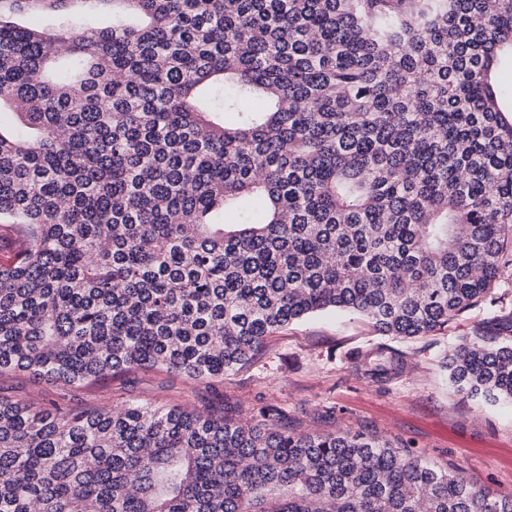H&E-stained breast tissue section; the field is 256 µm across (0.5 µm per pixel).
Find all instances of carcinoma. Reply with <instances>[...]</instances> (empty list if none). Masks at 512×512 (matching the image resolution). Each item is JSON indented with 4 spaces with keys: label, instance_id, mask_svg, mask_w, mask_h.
I'll return each mask as SVG.
<instances>
[{
    "label": "carcinoma",
    "instance_id": "cac0c4a2",
    "mask_svg": "<svg viewBox=\"0 0 512 512\" xmlns=\"http://www.w3.org/2000/svg\"><path fill=\"white\" fill-rule=\"evenodd\" d=\"M508 51L512 0H0V372L210 380L316 312L445 327L512 267ZM445 368L512 403V317ZM260 416L0 399V512H512Z\"/></svg>",
    "mask_w": 512,
    "mask_h": 512
}]
</instances>
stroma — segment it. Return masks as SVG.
<instances>
[{
  "label": "stroma",
  "mask_w": 512,
  "mask_h": 512,
  "mask_svg": "<svg viewBox=\"0 0 512 512\" xmlns=\"http://www.w3.org/2000/svg\"><path fill=\"white\" fill-rule=\"evenodd\" d=\"M512 313V270L486 298L432 335L398 339L378 334L348 313L318 314L270 337L247 364L209 382L162 370L123 374L87 390L63 388L17 372L0 374V398L49 403L60 395L118 406L221 409L252 417L274 406L301 430L353 429L410 446L440 465H455L493 494L512 493V405L463 398L444 368L460 337ZM402 358L401 371L370 373L376 359Z\"/></svg>",
  "instance_id": "obj_1"
}]
</instances>
